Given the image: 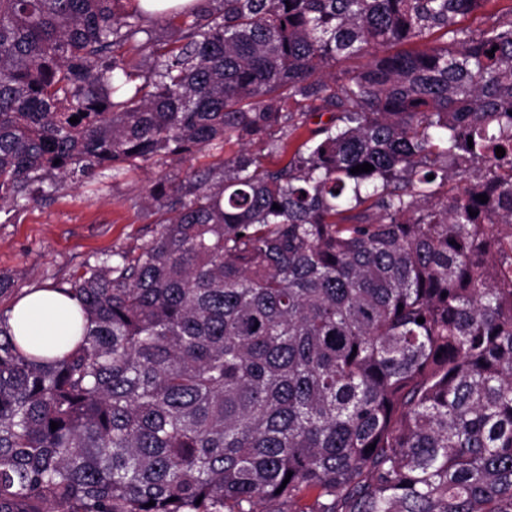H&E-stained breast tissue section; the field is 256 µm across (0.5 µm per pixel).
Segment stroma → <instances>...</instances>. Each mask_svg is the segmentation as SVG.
Returning a JSON list of instances; mask_svg holds the SVG:
<instances>
[{"mask_svg":"<svg viewBox=\"0 0 512 512\" xmlns=\"http://www.w3.org/2000/svg\"><path fill=\"white\" fill-rule=\"evenodd\" d=\"M243 147L267 166L283 161L261 140L245 145L231 141L183 159L159 156L118 177L108 169L89 178L76 176L61 189L47 187L29 200L0 204V279L9 284L8 292L0 295V310L25 289L70 277L96 255L138 254L165 217L148 204L149 189L170 186L193 171L222 169Z\"/></svg>","mask_w":512,"mask_h":512,"instance_id":"obj_1","label":"stroma"}]
</instances>
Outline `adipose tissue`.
<instances>
[{
  "instance_id": "adipose-tissue-1",
  "label": "adipose tissue",
  "mask_w": 512,
  "mask_h": 512,
  "mask_svg": "<svg viewBox=\"0 0 512 512\" xmlns=\"http://www.w3.org/2000/svg\"><path fill=\"white\" fill-rule=\"evenodd\" d=\"M77 302L59 291L42 288L16 299L7 313V326L27 353L53 359L63 356L80 337Z\"/></svg>"
}]
</instances>
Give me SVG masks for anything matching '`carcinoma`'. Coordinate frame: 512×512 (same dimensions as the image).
Returning <instances> with one entry per match:
<instances>
[{
  "label": "carcinoma",
  "mask_w": 512,
  "mask_h": 512,
  "mask_svg": "<svg viewBox=\"0 0 512 512\" xmlns=\"http://www.w3.org/2000/svg\"><path fill=\"white\" fill-rule=\"evenodd\" d=\"M209 2L162 53L135 0H0L1 202L282 124L290 154L151 191L157 236L56 286L63 358L0 310V512H512V7Z\"/></svg>",
  "instance_id": "cac0c4a2"
}]
</instances>
